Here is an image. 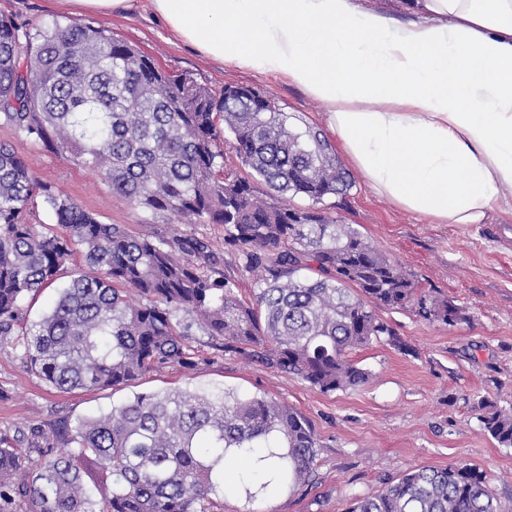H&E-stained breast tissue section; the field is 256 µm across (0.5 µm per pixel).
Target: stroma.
I'll use <instances>...</instances> for the list:
<instances>
[{"mask_svg":"<svg viewBox=\"0 0 512 512\" xmlns=\"http://www.w3.org/2000/svg\"><path fill=\"white\" fill-rule=\"evenodd\" d=\"M0 16L32 32L53 20H71L62 0H0ZM99 25L138 46L166 71L189 73L213 92L244 85L271 97L281 111L326 129V106L286 80L256 75L211 61L171 39L148 0ZM0 143L11 146L42 182L74 199L104 224L125 225L139 236H165L171 227L206 238L224 278L250 300L255 273L241 252L225 246L220 224H194L189 217H150L113 194L92 168L64 158L51 146L18 135L0 121ZM343 201L325 198L342 223L352 225L395 260L417 288L451 300L461 311L456 324L428 321L412 306L377 307L397 343L381 341L352 351L371 373L364 386L323 392L260 359L225 352L199 328L185 340L195 365L167 366L130 385L67 393L47 385L11 346L0 347V433L28 449L49 443L68 452L58 431L99 416L137 393L181 389L231 391L273 399L300 413L313 427L318 448L309 483L249 502L237 493L213 498L211 512H347L354 498L377 494L405 471L464 463L483 471L499 512H512V448L484 431L475 405L486 398L512 408V210L487 224H430L373 191L359 171Z\"/></svg>","mask_w":512,"mask_h":512,"instance_id":"35a3bbf8","label":"stroma"}]
</instances>
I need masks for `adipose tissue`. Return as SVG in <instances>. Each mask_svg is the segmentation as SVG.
<instances>
[{
	"label": "adipose tissue",
	"instance_id": "ef3b65f1",
	"mask_svg": "<svg viewBox=\"0 0 512 512\" xmlns=\"http://www.w3.org/2000/svg\"><path fill=\"white\" fill-rule=\"evenodd\" d=\"M214 61L326 104L370 187L434 224L512 203V0H149Z\"/></svg>",
	"mask_w": 512,
	"mask_h": 512
}]
</instances>
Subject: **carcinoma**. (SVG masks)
Instances as JSON below:
<instances>
[{
  "mask_svg": "<svg viewBox=\"0 0 512 512\" xmlns=\"http://www.w3.org/2000/svg\"><path fill=\"white\" fill-rule=\"evenodd\" d=\"M0 120L96 169L135 208L224 225V244L259 273L246 303L224 281L206 239L177 229L136 237L122 224H103L0 144V342L11 339L25 366L57 390L127 386L162 367L190 369L185 336L194 324L221 339L224 351L258 357L323 392L353 389L370 373L351 350L383 338L398 344L375 307L411 304L426 320L461 319L455 304L418 290L321 207L347 194L349 173L321 130L295 123L249 87L218 98L93 21H55L22 36L0 17ZM227 131L248 179L224 174L219 141ZM288 196L309 204L280 202ZM35 197L62 233L27 223ZM78 250L86 269L50 313L27 325L25 298L53 285ZM477 408L487 434L512 448V412L483 398ZM62 435L72 451L45 454L31 468L0 436V512H15L19 500L28 512H208L224 492L252 501L307 482L318 447L295 410L230 392L140 393ZM347 512L498 510L484 473L453 463L409 469L379 493L355 498Z\"/></svg>",
  "mask_w": 512,
  "mask_h": 512,
  "instance_id": "carcinoma-1",
  "label": "carcinoma"
}]
</instances>
